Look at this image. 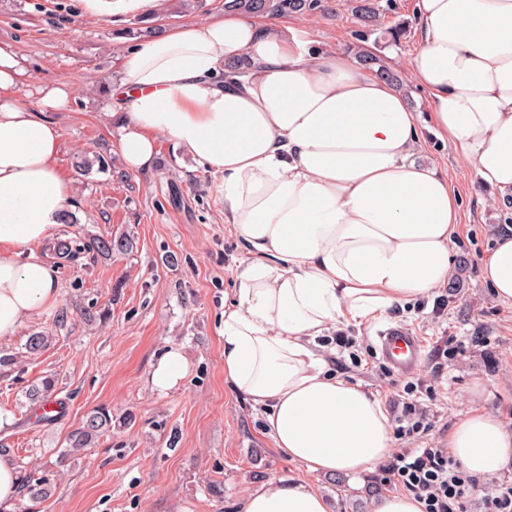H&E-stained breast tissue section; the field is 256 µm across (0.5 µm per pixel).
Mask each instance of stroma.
<instances>
[{"mask_svg":"<svg viewBox=\"0 0 512 512\" xmlns=\"http://www.w3.org/2000/svg\"><path fill=\"white\" fill-rule=\"evenodd\" d=\"M371 2L375 16L367 23L357 12L361 0H317L315 10L283 20L350 59L361 48L376 55L397 74L410 107L430 120L429 96L404 67L420 33L413 0ZM223 10L224 0H195L190 8L181 0H151L101 11L87 0H0V41L25 56L30 74L18 97L32 104L39 84L72 87L67 107L53 118L62 132L57 165L73 183L78 221L59 225L42 247L58 268L60 300L0 342V354L18 358L0 368V439L17 467L46 475L54 487L35 512H238L243 495L278 479L302 480L324 495L330 512H373L392 492L375 469L321 474L291 460L275 447L263 413L225 382L217 328L244 253L224 222L222 177L164 136L153 168L127 171L98 106L103 78L115 74L119 55L138 42L133 29L160 33ZM86 155L104 156L108 169L80 172L75 162ZM421 157L447 176L461 200L452 274L438 291L443 310L422 299L347 327L361 364L332 345L320 352L331 373L360 384L389 413L408 378L382 360L376 334L409 328L423 344L416 377L435 388L434 396L418 395L435 417L434 436H447L475 410L512 425V306L500 303L481 277L482 259L512 219V201L485 207L473 165L434 136L426 137ZM121 234L133 239L134 249L109 260L54 249L60 240ZM88 307L100 319H82ZM38 332L47 346L27 353L28 337ZM171 346L183 350L189 371L175 389L160 392L150 376ZM445 347L462 354L440 357ZM49 375L65 410L46 424L36 420L27 394ZM100 407L112 413L111 436L58 465L68 434Z\"/></svg>","mask_w":512,"mask_h":512,"instance_id":"35a3bbf8","label":"stroma"}]
</instances>
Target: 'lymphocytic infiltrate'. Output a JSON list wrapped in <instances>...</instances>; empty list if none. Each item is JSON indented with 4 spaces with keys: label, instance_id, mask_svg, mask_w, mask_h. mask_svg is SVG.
I'll list each match as a JSON object with an SVG mask.
<instances>
[{
    "label": "lymphocytic infiltrate",
    "instance_id": "obj_1",
    "mask_svg": "<svg viewBox=\"0 0 512 512\" xmlns=\"http://www.w3.org/2000/svg\"><path fill=\"white\" fill-rule=\"evenodd\" d=\"M417 383H407L394 404L395 448L379 470L395 489L414 496L422 512H469L477 491H484V512H512V481L483 482L467 474L444 440H432L422 448L410 447L412 438L433 431L434 423L420 407Z\"/></svg>",
    "mask_w": 512,
    "mask_h": 512
}]
</instances>
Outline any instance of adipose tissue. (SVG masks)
<instances>
[{"label":"adipose tissue","instance_id":"ef3b65f1","mask_svg":"<svg viewBox=\"0 0 512 512\" xmlns=\"http://www.w3.org/2000/svg\"><path fill=\"white\" fill-rule=\"evenodd\" d=\"M419 45L407 62L429 95L431 126L405 97L339 52L277 19L227 12L143 38L120 59L102 111L127 169L149 170L156 139L220 173L224 221L246 254L217 333L224 378L264 412L289 458L324 474H358L391 446L380 404L329 373L316 340L432 296L452 270L457 193L417 154L426 134L471 161L491 204L512 196V0H415ZM28 71L0 43V341L60 296L40 248L69 213L50 120L72 93L16 95ZM512 305V230L482 263ZM473 476L512 462V427L475 411L448 434ZM240 512H328L300 481L272 480Z\"/></svg>","mask_w":512,"mask_h":512}]
</instances>
